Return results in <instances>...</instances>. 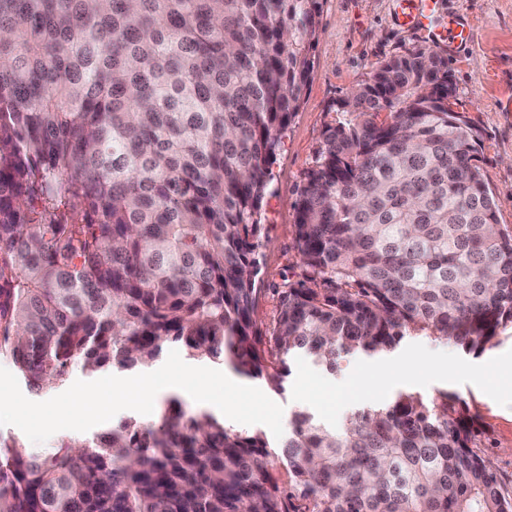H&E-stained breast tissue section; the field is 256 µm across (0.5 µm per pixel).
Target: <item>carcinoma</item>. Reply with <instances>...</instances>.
Masks as SVG:
<instances>
[{
  "label": "carcinoma",
  "instance_id": "obj_1",
  "mask_svg": "<svg viewBox=\"0 0 512 512\" xmlns=\"http://www.w3.org/2000/svg\"><path fill=\"white\" fill-rule=\"evenodd\" d=\"M320 0H0V358L36 390L178 344L282 389L417 332L481 352L512 323V231L448 108L447 60L380 63L336 103L294 223L306 280L257 319L269 167ZM474 421L410 394L280 451L167 401L88 444L0 437V512H512Z\"/></svg>",
  "mask_w": 512,
  "mask_h": 512
}]
</instances>
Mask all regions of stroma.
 Segmentation results:
<instances>
[{"instance_id": "stroma-1", "label": "stroma", "mask_w": 512, "mask_h": 512, "mask_svg": "<svg viewBox=\"0 0 512 512\" xmlns=\"http://www.w3.org/2000/svg\"><path fill=\"white\" fill-rule=\"evenodd\" d=\"M404 10L402 0H321L314 69L271 165L262 207L258 318L265 329L276 324L281 288L302 278L294 227L298 189L326 127L336 120V103L391 56L430 47L447 58L456 87L451 107L480 131L479 165L500 224L512 230V0H439V30L462 23L470 32L469 40L452 44L431 42L426 33L403 26ZM509 365L511 326L499 330L479 353L419 334L391 352L344 360L333 374L310 360H295L279 391L262 378L252 384L282 405L285 414L305 411L333 429L402 392L427 403L443 392L454 395L475 419L474 450L491 461L512 490V395L500 391L501 370ZM384 371L389 382L374 386V376Z\"/></svg>"}]
</instances>
